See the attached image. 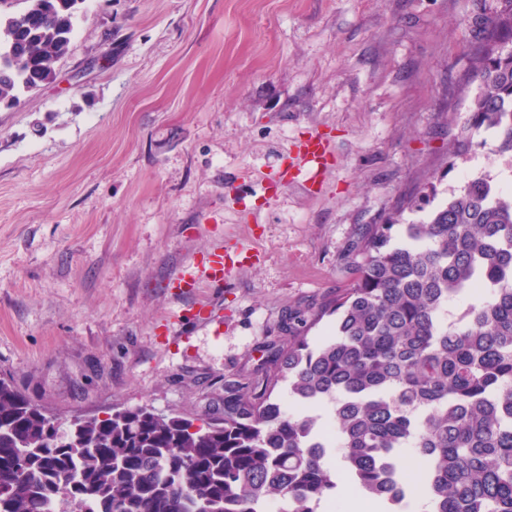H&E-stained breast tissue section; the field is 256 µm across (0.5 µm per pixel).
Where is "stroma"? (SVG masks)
Returning a JSON list of instances; mask_svg holds the SVG:
<instances>
[{"mask_svg":"<svg viewBox=\"0 0 512 512\" xmlns=\"http://www.w3.org/2000/svg\"><path fill=\"white\" fill-rule=\"evenodd\" d=\"M499 0H82L56 79L0 108V379L60 423L139 405L202 418L348 288L361 228L438 176L486 174L493 135L442 160ZM320 131L332 165L263 178ZM260 256L222 287L168 283L215 245Z\"/></svg>","mask_w":512,"mask_h":512,"instance_id":"35a3bbf8","label":"stroma"}]
</instances>
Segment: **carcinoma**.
I'll return each mask as SVG.
<instances>
[{
    "mask_svg": "<svg viewBox=\"0 0 512 512\" xmlns=\"http://www.w3.org/2000/svg\"><path fill=\"white\" fill-rule=\"evenodd\" d=\"M0 16V105L55 77L79 0H25ZM488 38L470 68L480 81L446 153L454 170L482 130L512 157V0L483 20ZM437 194L428 183L351 246L355 277L313 318L288 314L286 343L249 382L224 380V412L200 420L143 405L47 427L39 410L0 380V512H317L336 489L325 458L332 424L340 463L360 496L399 512L382 492L395 474L432 512H512V189L469 177L418 222ZM336 316L312 346L294 334ZM331 404L330 419L282 409ZM403 448L423 467L406 472Z\"/></svg>",
    "mask_w": 512,
    "mask_h": 512,
    "instance_id": "cac0c4a2",
    "label": "carcinoma"
}]
</instances>
